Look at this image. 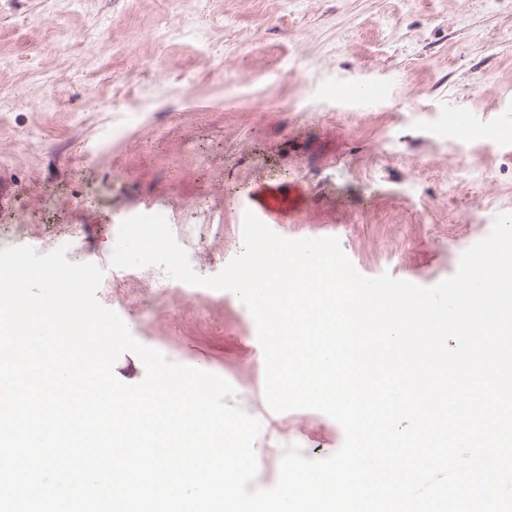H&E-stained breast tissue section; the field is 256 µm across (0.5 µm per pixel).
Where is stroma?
<instances>
[{
  "label": "stroma",
  "mask_w": 512,
  "mask_h": 512,
  "mask_svg": "<svg viewBox=\"0 0 512 512\" xmlns=\"http://www.w3.org/2000/svg\"><path fill=\"white\" fill-rule=\"evenodd\" d=\"M337 84L376 100L330 101ZM451 103L479 112L468 146ZM510 107L512 0H68L55 16L0 0V232L22 225L15 244L64 241L68 260L104 267L98 300L139 342L226 379L247 409L265 401L248 309L157 266L110 267L121 222L223 224L188 251L212 276L242 249V199L276 187V234L334 237L359 273L432 286L512 213ZM270 418L256 488L276 484L286 446L321 460L343 444L321 412Z\"/></svg>",
  "instance_id": "obj_1"
}]
</instances>
